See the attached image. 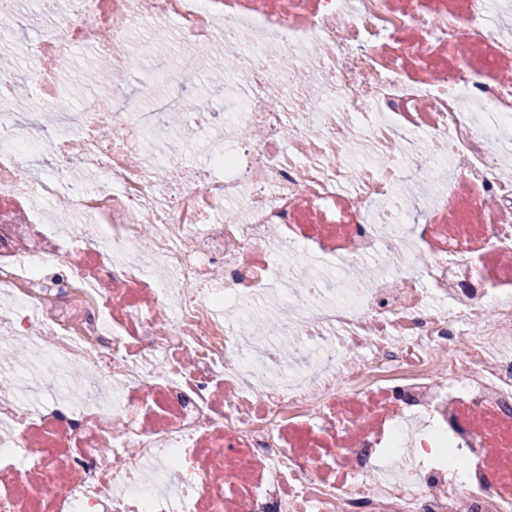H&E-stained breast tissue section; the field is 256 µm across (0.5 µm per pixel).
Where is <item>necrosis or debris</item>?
<instances>
[{
    "instance_id": "4bbe7bcc",
    "label": "necrosis or debris",
    "mask_w": 512,
    "mask_h": 512,
    "mask_svg": "<svg viewBox=\"0 0 512 512\" xmlns=\"http://www.w3.org/2000/svg\"><path fill=\"white\" fill-rule=\"evenodd\" d=\"M20 22L0 91L53 131L0 107V341L48 393L0 368V512H512V0H0ZM70 48L110 76L77 112ZM206 48L227 108L129 97ZM279 284L299 372L242 337ZM67 57V65L60 78V91L63 95L68 96L75 109H79L90 97L91 90L81 87L80 92H76L72 86L78 81L79 76L88 66L89 58L93 57L89 51L79 48L68 49Z\"/></svg>"
}]
</instances>
